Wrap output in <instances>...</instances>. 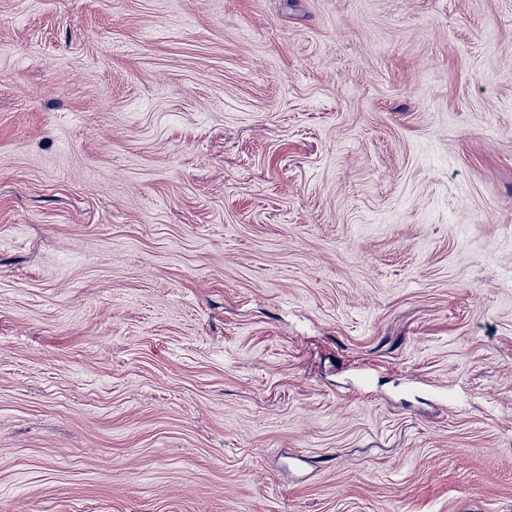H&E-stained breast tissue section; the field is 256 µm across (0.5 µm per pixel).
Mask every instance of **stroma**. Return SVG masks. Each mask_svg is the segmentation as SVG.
<instances>
[{
    "label": "stroma",
    "instance_id": "stroma-1",
    "mask_svg": "<svg viewBox=\"0 0 512 512\" xmlns=\"http://www.w3.org/2000/svg\"><path fill=\"white\" fill-rule=\"evenodd\" d=\"M0 512H512V0H0Z\"/></svg>",
    "mask_w": 512,
    "mask_h": 512
}]
</instances>
